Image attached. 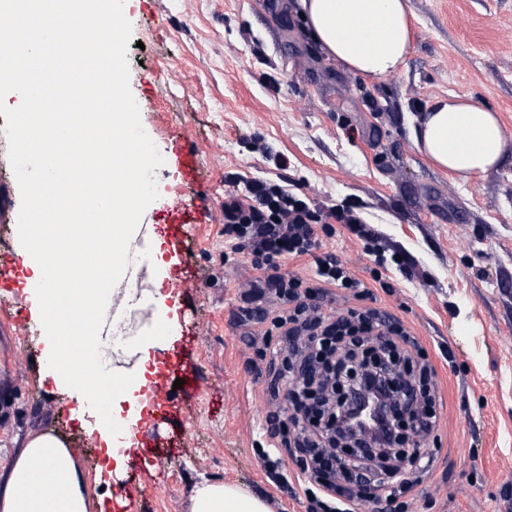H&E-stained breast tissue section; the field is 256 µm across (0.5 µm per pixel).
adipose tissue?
I'll return each instance as SVG.
<instances>
[{
    "label": "adipose tissue",
    "mask_w": 512,
    "mask_h": 512,
    "mask_svg": "<svg viewBox=\"0 0 512 512\" xmlns=\"http://www.w3.org/2000/svg\"><path fill=\"white\" fill-rule=\"evenodd\" d=\"M310 36L350 71L380 80L405 66L411 44L409 0H299ZM418 151L467 182L496 167L506 132L491 109L468 97L436 99L414 131ZM0 512H91L85 473L55 432L29 435L0 471ZM191 512H270L260 498L224 483H205Z\"/></svg>",
    "instance_id": "ef3b65f1"
}]
</instances>
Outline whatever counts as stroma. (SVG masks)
Segmentation results:
<instances>
[{"instance_id":"stroma-1","label":"stroma","mask_w":512,"mask_h":512,"mask_svg":"<svg viewBox=\"0 0 512 512\" xmlns=\"http://www.w3.org/2000/svg\"><path fill=\"white\" fill-rule=\"evenodd\" d=\"M407 65L379 81L326 56L305 30L297 0H129V86L143 128L164 158L156 182L183 184L172 157L187 137L201 183L188 235L191 287L154 307L183 349L180 409L162 426L166 469L126 462L123 477L149 483L134 512H190L195 487L228 483L272 512H307L305 497L271 481L258 455L267 417L282 414L277 332L242 315L254 275L247 253L224 243L228 175L271 179L318 201L352 207L404 264L377 266L345 229L323 239L356 275L393 284L377 307L418 336L438 373L444 419L430 448L450 467L417 489L412 512H512V0H409ZM470 96L497 112L509 141L497 168L465 184L435 169L412 142L414 119L435 99ZM0 123V263L23 268L21 195ZM268 333L261 374L244 338ZM451 349L453 364L442 359ZM50 343L24 278L0 287V468L28 433L53 430L81 461L93 508L111 495L113 460L94 418L79 420L76 391L46 374ZM202 394H192L193 386ZM66 419H59L60 407Z\"/></svg>"}]
</instances>
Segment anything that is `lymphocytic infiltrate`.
Here are the masks:
<instances>
[{"instance_id": "f902f5d3", "label": "lymphocytic infiltrate", "mask_w": 512, "mask_h": 512, "mask_svg": "<svg viewBox=\"0 0 512 512\" xmlns=\"http://www.w3.org/2000/svg\"><path fill=\"white\" fill-rule=\"evenodd\" d=\"M340 226L374 251L376 233L347 207L327 206L261 179L224 195V240L232 249L248 251L256 272L241 294L244 314L279 330L288 376L298 388H315L325 404L323 415L302 408L292 423L271 417L265 425L270 439H294L301 455L295 478L307 496L308 512H360L366 503L373 512H407L408 496L433 475L436 457L424 454L394 480L385 477L389 464L371 456L338 465L336 357L342 351L362 358L382 355L424 380L436 377L437 370L403 321L376 307L378 292L392 293V286L377 274L378 287L370 289L336 253L320 252L321 237L335 236ZM304 257L311 260L308 275L281 274L282 260ZM342 294L356 299V306L332 312Z\"/></svg>"}]
</instances>
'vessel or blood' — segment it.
<instances>
[{
	"label": "vessel or blood",
	"instance_id": "b4317fda",
	"mask_svg": "<svg viewBox=\"0 0 512 512\" xmlns=\"http://www.w3.org/2000/svg\"><path fill=\"white\" fill-rule=\"evenodd\" d=\"M168 254L175 259L176 271L172 273L165 285L168 292L186 287L187 282L179 275L180 268L190 263V256L183 247L186 230L183 225L170 224L161 229ZM159 341L164 342L156 359L162 365L161 371L154 377H136L133 385L141 396L147 397L149 405L142 418L128 424L132 447L129 451L131 458L142 456L143 449L156 447L161 438V424L179 405L174 399L171 377L178 372L183 364L182 352L176 344L167 341V322L159 320L154 326ZM148 486L130 480H118L112 485V498L106 512H132L136 500L147 494Z\"/></svg>",
	"mask_w": 512,
	"mask_h": 512
}]
</instances>
